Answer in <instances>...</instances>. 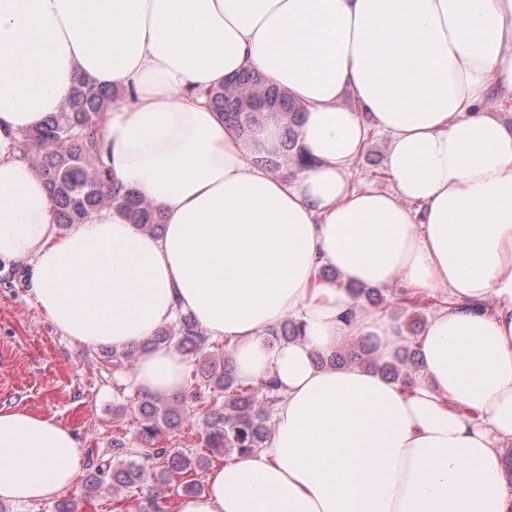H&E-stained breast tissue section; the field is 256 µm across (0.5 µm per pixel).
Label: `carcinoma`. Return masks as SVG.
I'll list each match as a JSON object with an SVG mask.
<instances>
[{
	"instance_id": "1",
	"label": "carcinoma",
	"mask_w": 512,
	"mask_h": 512,
	"mask_svg": "<svg viewBox=\"0 0 512 512\" xmlns=\"http://www.w3.org/2000/svg\"><path fill=\"white\" fill-rule=\"evenodd\" d=\"M208 96L224 122L244 133L262 122L264 111L282 113L286 125L280 150L256 156L255 164L273 173L285 172L290 161L300 168L310 166L299 146L302 109L286 91L247 71L225 80ZM118 97L112 88L80 78L60 112L22 136L23 155L33 161L36 174L46 184L56 224L63 230L84 223L106 206L123 211L141 231L157 233L162 228L161 212L135 189L113 182L100 160V116ZM349 292L356 302L364 300L373 306L384 302L379 288L358 286ZM269 335L274 343L291 342L300 338V330L292 319L285 318ZM151 344L173 345L187 357L192 367L187 390L171 400L142 397L135 402L136 445L112 441L116 461L100 465L86 478V498L105 489H134L148 482L159 491L175 482L182 494H199L204 485L198 475L210 467L211 458L251 453L266 447L271 436L270 419L281 401L277 382L269 379L253 385L240 381L233 357L215 353L219 346L208 341L192 316L179 315L174 323L157 331ZM106 354L113 372L121 373L136 351L111 348ZM313 360L321 367L359 363L407 388L415 383L421 368L415 351H407L394 361L379 359L371 336L360 337L350 349L318 352ZM190 400L197 403L194 411L186 410ZM194 422L201 424L203 450L167 445L170 437Z\"/></svg>"
}]
</instances>
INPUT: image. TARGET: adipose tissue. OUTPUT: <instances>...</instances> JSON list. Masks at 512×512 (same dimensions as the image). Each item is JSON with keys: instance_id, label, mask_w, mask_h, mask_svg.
<instances>
[{"instance_id": "obj_1", "label": "adipose tissue", "mask_w": 512, "mask_h": 512, "mask_svg": "<svg viewBox=\"0 0 512 512\" xmlns=\"http://www.w3.org/2000/svg\"><path fill=\"white\" fill-rule=\"evenodd\" d=\"M303 108L309 167L278 150L267 113L251 136L206 91L243 70ZM121 91L100 118L103 161L165 216L162 234L102 208L59 233L20 136L59 112L78 78ZM512 0H0V261L29 266L50 322L83 347L136 349L142 394L183 392L175 347H148L178 314L229 343L240 380L275 379L267 447L212 465L175 512H512ZM388 140L387 189L353 167ZM444 295L410 340L319 278ZM294 319L301 337L273 344ZM416 343L412 388L317 351ZM81 452L54 417L0 409V500L69 491Z\"/></svg>"}]
</instances>
